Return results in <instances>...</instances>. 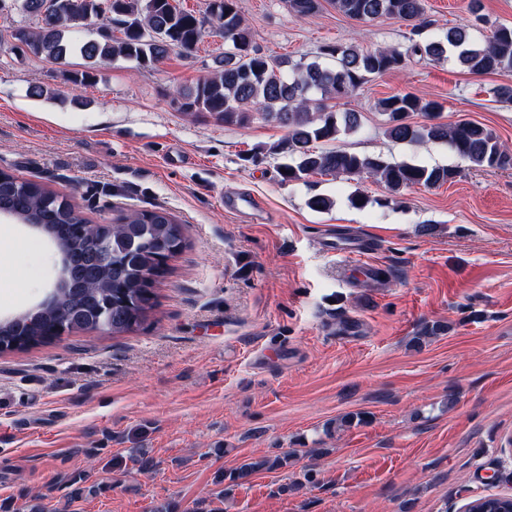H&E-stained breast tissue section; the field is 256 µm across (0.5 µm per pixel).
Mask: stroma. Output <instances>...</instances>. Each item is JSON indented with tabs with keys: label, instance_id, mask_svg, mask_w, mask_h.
Listing matches in <instances>:
<instances>
[{
	"label": "stroma",
	"instance_id": "35a3bbf8",
	"mask_svg": "<svg viewBox=\"0 0 512 512\" xmlns=\"http://www.w3.org/2000/svg\"><path fill=\"white\" fill-rule=\"evenodd\" d=\"M253 44L293 62L326 42L366 50L405 45L395 18L351 19L323 0L299 18L286 0H239ZM224 36L205 24L196 48L153 68L115 59L72 89L56 64L0 51V169L40 178L105 223L167 209L186 247L154 286L155 306L121 334L72 333L0 355V512H459L512 494V169L468 167L446 144L393 141L379 99L437 101L439 122L468 120L512 148V102L493 91L512 71L474 75L413 57L373 78L336 110L362 116L338 148L392 163L450 166L458 175L399 195L371 178L315 175L281 183L285 129L179 110L208 76ZM54 91L30 96L31 85ZM260 154L258 164L245 162ZM92 186L111 196L87 200ZM369 196L362 209L356 192ZM333 201L309 207L312 195ZM251 197L253 206L232 209ZM17 237L7 320L48 300L61 254L36 228L0 218ZM359 235L382 284L349 274L330 239ZM445 334L413 345L421 324ZM363 412L350 428L339 419ZM156 467L141 473L133 449ZM291 452L286 467L222 490L243 460ZM312 473L300 491L288 486Z\"/></svg>",
	"mask_w": 512,
	"mask_h": 512
}]
</instances>
